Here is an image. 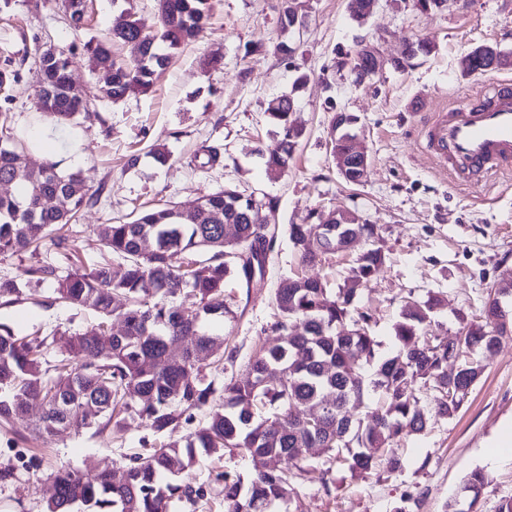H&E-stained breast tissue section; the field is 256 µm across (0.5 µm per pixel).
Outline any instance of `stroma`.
<instances>
[{"instance_id": "1", "label": "stroma", "mask_w": 512, "mask_h": 512, "mask_svg": "<svg viewBox=\"0 0 512 512\" xmlns=\"http://www.w3.org/2000/svg\"><path fill=\"white\" fill-rule=\"evenodd\" d=\"M135 7L141 25L158 26L156 0H89L90 21L73 30L61 0H9L0 10V68L20 69L21 80L8 104L17 135L31 141L50 132L69 170L80 172L96 204L86 208L67 232L71 251L83 262L101 260L95 228L131 220L146 208L175 202L192 206L201 197L231 187L246 196L273 201L272 222L311 224L317 213L345 210L376 225L386 260L361 287L359 304L374 313L382 353L395 347L393 325L401 306L427 293L443 297L436 320L441 335L457 332L460 317L475 320L488 289L498 288L512 270V172L500 171L473 186L449 176L424 149L421 126L460 99L488 91L495 79L511 78L512 66L484 74L467 73L460 60L481 45L512 55V0H444L421 12L416 0H379L362 22L352 19L347 0H296L298 22L282 29V0H212L209 23L194 42L181 47L145 95L120 102L104 97L106 73L91 69L83 45L105 35L122 11ZM426 38L434 48L411 66L385 69L355 84L350 60L368 43L386 59L410 41ZM72 50L74 80L92 99L94 116L78 126L49 124L32 71L21 68L20 53L45 45ZM290 53H282V46ZM213 57L214 67L201 59ZM292 95V124L299 145L280 176L269 174L258 149L282 138L267 113L269 101ZM355 115L352 130L370 165L357 185L341 177L331 151L334 113ZM219 147L222 162L204 168V151ZM168 152L159 165L151 148ZM139 163L126 167L129 154ZM367 247L355 241L348 255L302 267L288 237L270 257L265 288L244 295L228 283L231 312L206 323L209 334L236 349L234 361L213 371L216 387L242 377L260 348L278 343L269 330L277 317L275 289L282 278L304 274L328 287L347 285L354 256ZM98 316L55 302L51 283L27 299L0 306V322L21 336H53L96 324ZM483 374L448 418H435L419 434L403 438L396 451L404 466L352 477L328 461L319 448L303 451L305 472L296 474L291 512H394L407 495L419 498L407 512H446L469 474L486 471L490 482L479 494L478 512H498L512 497V458L492 461L499 432L512 428V341L482 360ZM38 412L16 424L0 423V512H44L53 493L51 472L66 466L84 473L119 468L141 451L146 428L129 420L120 435L66 430L44 439ZM252 465L238 449L223 456L200 455L191 477L207 490L197 502H176L170 512H224V484L218 473L249 477Z\"/></svg>"}]
</instances>
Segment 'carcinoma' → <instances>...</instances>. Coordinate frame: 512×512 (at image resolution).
Here are the masks:
<instances>
[{"label": "carcinoma", "instance_id": "1", "mask_svg": "<svg viewBox=\"0 0 512 512\" xmlns=\"http://www.w3.org/2000/svg\"><path fill=\"white\" fill-rule=\"evenodd\" d=\"M86 0H64L71 27L84 25ZM159 25L143 30L135 14L121 13L109 32L84 43L85 51L107 61L111 80L105 95L118 102L147 92L155 76L167 68L176 50L197 39L210 18V0H159ZM139 42L141 57L129 67L115 55V47ZM169 52L156 51L157 43ZM35 76L44 115L57 125H76L91 112L87 91L75 85L70 60L63 48L52 55L37 50ZM21 80L17 69L0 70V93ZM288 99H273L267 112L284 132L283 138L262 150L270 173L288 166L300 132L289 121ZM21 189L18 196L0 195V256L37 252L57 226L70 223L94 203L76 171H62L49 161L34 170L25 164V146L12 127L9 109L0 106V181ZM58 196L66 209L41 205ZM202 209L189 218L177 205L141 211L133 220L99 224L96 237L103 248L121 260L104 259L85 266L73 261L67 238L53 240L70 267L59 273L51 262L30 266L23 280L0 279V301L18 300L27 289L51 282L55 300L97 313L101 322L69 334L67 355L50 362L45 337L19 336L0 324V421L24 418L32 405L41 409L39 435L61 429L76 432L92 425L112 433L124 431L127 418L145 423L150 435L141 438L147 449L123 466L125 482H112L107 472L83 473L60 468L53 473L55 495L45 512H169L172 499L193 501L204 495L191 481L174 482L190 470L198 454L224 453L238 448L251 459L248 486L229 472L224 481V512H272L290 503V478L304 471L302 449L322 448L328 457L354 475L385 466L389 474L401 470L402 460L388 448L406 435L424 431L434 415H454L482 374L475 356L492 352L502 343L506 325L497 312L500 293L491 292L481 320H461L452 338L432 329L443 298L429 294L406 303L393 331L396 351L380 357L381 342L373 333V315L357 302V287L367 284L384 263L376 244L374 224H253V211L273 209L264 202L223 190L201 198ZM237 228L234 233L224 225ZM286 233L305 264L340 252L357 234L371 247L357 256L350 269L352 288L327 287L317 278H287L274 294L279 319L272 332L281 343L260 351L249 361L241 379L224 383L217 394L208 369L224 364V356L208 365L200 355L217 337L203 330L205 322L230 313L224 303V284L231 277L251 292L264 287L270 254ZM195 298L193 307L170 306L153 298L182 291ZM124 324L125 334L112 339L107 350L90 337L108 331L107 321ZM302 334H290L295 323ZM184 343L178 359L169 346ZM455 365L448 377V363ZM278 369L282 380H266ZM430 387L433 405L421 403L416 385ZM149 396L138 403L133 396ZM377 401L356 417L350 406L368 395ZM314 408L318 421L309 423L297 408ZM179 472L169 469L171 461Z\"/></svg>", "mask_w": 512, "mask_h": 512}]
</instances>
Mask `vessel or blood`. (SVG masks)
Masks as SVG:
<instances>
[{
    "label": "vessel or blood",
    "mask_w": 512,
    "mask_h": 512,
    "mask_svg": "<svg viewBox=\"0 0 512 512\" xmlns=\"http://www.w3.org/2000/svg\"><path fill=\"white\" fill-rule=\"evenodd\" d=\"M425 137L434 158L462 179L512 158V81L497 80L485 99L462 98L426 127Z\"/></svg>",
    "instance_id": "vessel-or-blood-1"
}]
</instances>
